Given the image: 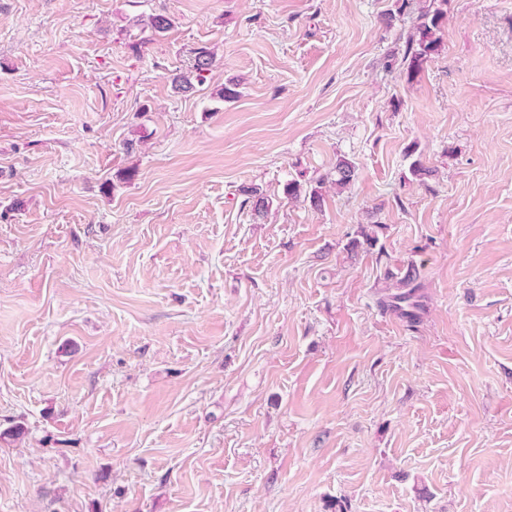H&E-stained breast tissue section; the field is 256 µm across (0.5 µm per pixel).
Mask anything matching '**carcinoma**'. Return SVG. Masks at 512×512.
<instances>
[{
	"label": "carcinoma",
	"instance_id": "cac0c4a2",
	"mask_svg": "<svg viewBox=\"0 0 512 512\" xmlns=\"http://www.w3.org/2000/svg\"><path fill=\"white\" fill-rule=\"evenodd\" d=\"M440 6H427L420 11L413 31L409 33L405 41V49L402 57L390 55L385 61L386 69H393L399 65L406 66L408 75L416 74L423 64L438 53L440 48V36L445 11L443 5L447 0H438ZM144 27L150 29L154 34L160 36L173 26V19L164 14H151L141 20ZM215 56L207 46H199L190 50L189 64L187 67L174 75L172 84L179 93H189L195 89V83L202 82L203 74L210 71L214 66ZM409 173L413 179L425 185L433 176V170L424 163L415 159L409 166ZM357 170L355 165L348 159L340 158L330 173V179L338 189L349 187L355 180ZM324 179L315 180V185L305 188L300 181L292 179L283 186V196L294 201L302 198L308 201L311 207L319 209L322 206V184ZM246 202L256 218H264L273 206V199L257 188L246 190ZM398 292L393 294L390 307L409 321L418 318L416 310L421 308L418 301V291L421 284L418 282V275L415 268H410L405 276L395 284Z\"/></svg>",
	"mask_w": 512,
	"mask_h": 512
}]
</instances>
